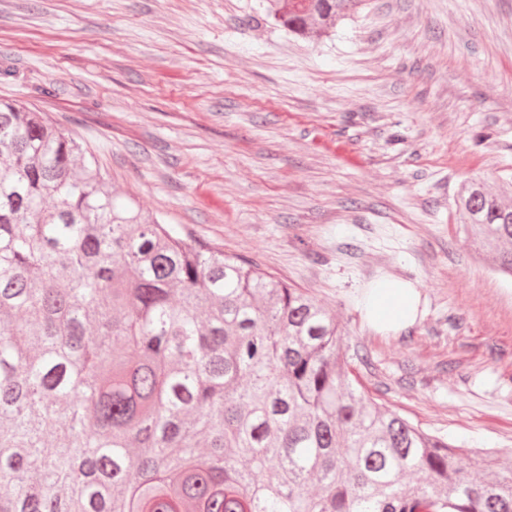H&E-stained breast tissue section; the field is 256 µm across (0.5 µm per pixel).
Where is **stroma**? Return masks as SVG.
Wrapping results in <instances>:
<instances>
[{
    "instance_id": "1",
    "label": "stroma",
    "mask_w": 512,
    "mask_h": 512,
    "mask_svg": "<svg viewBox=\"0 0 512 512\" xmlns=\"http://www.w3.org/2000/svg\"><path fill=\"white\" fill-rule=\"evenodd\" d=\"M262 0H0V98L48 112L197 240L331 309L364 393L480 459L512 450V280L454 199H512V0H366L328 35ZM420 297L381 334L380 277Z\"/></svg>"
}]
</instances>
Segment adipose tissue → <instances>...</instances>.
<instances>
[{
    "label": "adipose tissue",
    "mask_w": 512,
    "mask_h": 512,
    "mask_svg": "<svg viewBox=\"0 0 512 512\" xmlns=\"http://www.w3.org/2000/svg\"><path fill=\"white\" fill-rule=\"evenodd\" d=\"M417 296L413 289L397 282H385L376 288L367 304L370 322L383 333L411 325L416 317Z\"/></svg>",
    "instance_id": "ef3b65f1"
}]
</instances>
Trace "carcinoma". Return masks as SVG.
I'll use <instances>...</instances> for the list:
<instances>
[{"label":"carcinoma","mask_w":512,"mask_h":512,"mask_svg":"<svg viewBox=\"0 0 512 512\" xmlns=\"http://www.w3.org/2000/svg\"><path fill=\"white\" fill-rule=\"evenodd\" d=\"M327 33L365 0H267ZM463 233L512 277V204ZM336 316L112 191L50 117L0 99V512H512L474 464L359 389Z\"/></svg>","instance_id":"carcinoma-1"}]
</instances>
